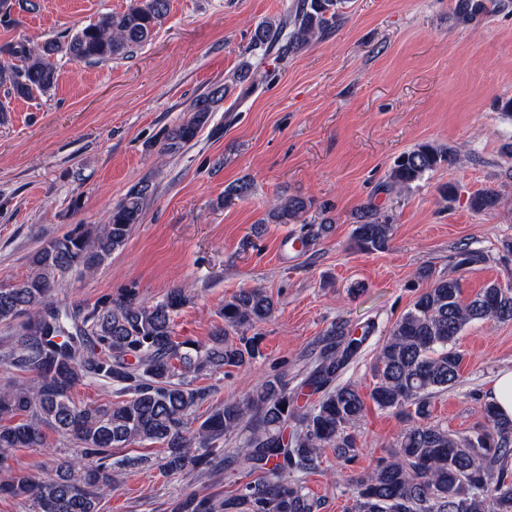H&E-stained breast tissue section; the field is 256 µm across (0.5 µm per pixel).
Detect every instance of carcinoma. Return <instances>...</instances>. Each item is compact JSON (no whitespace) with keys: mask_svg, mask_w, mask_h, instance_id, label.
<instances>
[{"mask_svg":"<svg viewBox=\"0 0 512 512\" xmlns=\"http://www.w3.org/2000/svg\"><path fill=\"white\" fill-rule=\"evenodd\" d=\"M343 4L297 0L288 19L255 28L247 51L264 56L280 44L297 51L339 20ZM16 5L26 11L37 8L35 0H0V24L14 22ZM168 10L169 0H136L127 10L103 14L72 35L53 36L34 47H7L4 52L20 64L0 61V119L12 100L32 101L50 93L58 78V56L90 63L125 56L151 38ZM225 94L223 87L196 99L189 117L167 131L161 152L175 153L192 142ZM450 159V149L422 143L395 161L388 185L408 188ZM152 195L149 182L138 183L112 207L99 230L75 225L33 253L26 277L0 283V324L16 325L0 362L28 375L26 384L0 389V494L20 500L32 512H101L114 482L112 449L158 444L164 448L163 473L176 475L224 453L216 441L247 420L251 434L238 455L260 473L258 479L218 505L186 495L175 502L173 512H318L320 504L306 492L304 476L326 448L338 462L357 452L348 429L363 417L364 399L355 386L338 378L368 331L357 336L347 322L332 323L314 364L296 386L265 381L255 394L224 402L194 429L193 410L205 392L193 387L190 378L241 367L255 358L256 337L236 343L230 336L270 319L272 295L254 287L224 301V326L212 331L207 345L176 340L173 317L190 301L182 288L171 289L154 304L143 302L133 283L87 307L54 300L63 273L90 272L125 247ZM468 204L477 213H492L501 207L502 197L484 190ZM313 206L299 195L281 197L259 223L303 224ZM392 231L389 220L368 202L359 208L352 240L362 251L383 252ZM482 261L483 255L467 246L454 255L458 268ZM477 320L512 323V286L493 281L465 300L459 280L442 276L416 297L380 346L370 399L382 410L410 405L417 422L405 429L390 459L355 478L356 512H512V419L488 402L483 408L487 428L471 435L426 422L432 395L459 381L463 356L455 341ZM86 380L116 383L127 398L78 405L72 390ZM305 393L318 395V400L311 406L299 404ZM290 423L288 441L283 432ZM45 427L74 440L77 449L36 479L14 469L7 452L44 447Z\"/></svg>","mask_w":512,"mask_h":512,"instance_id":"1","label":"carcinoma"}]
</instances>
